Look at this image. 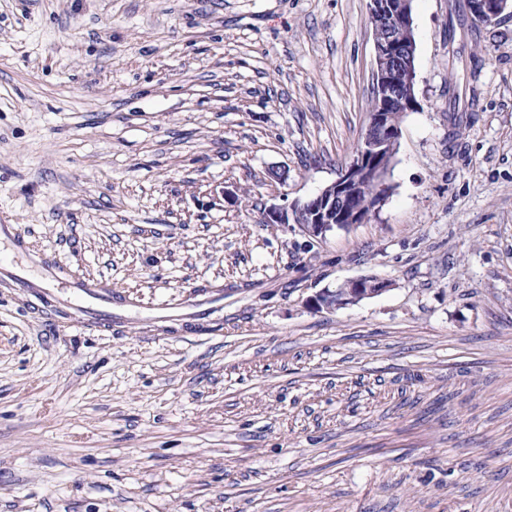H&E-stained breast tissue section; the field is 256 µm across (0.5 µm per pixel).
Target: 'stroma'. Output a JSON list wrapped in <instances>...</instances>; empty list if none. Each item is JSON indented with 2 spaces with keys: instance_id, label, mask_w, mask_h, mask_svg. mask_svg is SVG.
<instances>
[{
  "instance_id": "obj_1",
  "label": "stroma",
  "mask_w": 512,
  "mask_h": 512,
  "mask_svg": "<svg viewBox=\"0 0 512 512\" xmlns=\"http://www.w3.org/2000/svg\"><path fill=\"white\" fill-rule=\"evenodd\" d=\"M449 2L386 205L320 241L261 217L352 157L367 0H0V224L114 296L0 285V512H512V13ZM471 8L468 12L474 20L485 25L495 24L507 9H512L509 0H470ZM392 283L387 280L374 278H360L348 281L338 288H322L307 299L310 308L316 311L336 310V307H344L359 303L363 299L379 295L387 291ZM344 287V288H343ZM347 288V293L339 298L336 289ZM66 288L70 294L66 306L71 310L74 323L84 324L92 319L112 320V296L83 280H73Z\"/></svg>"
}]
</instances>
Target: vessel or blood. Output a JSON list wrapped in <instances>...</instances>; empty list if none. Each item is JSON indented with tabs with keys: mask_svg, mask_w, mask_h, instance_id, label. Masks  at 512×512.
Wrapping results in <instances>:
<instances>
[{
	"mask_svg": "<svg viewBox=\"0 0 512 512\" xmlns=\"http://www.w3.org/2000/svg\"><path fill=\"white\" fill-rule=\"evenodd\" d=\"M9 240L17 251L26 253L29 266L25 269L14 267L12 262L0 258V283L18 289L34 297L37 301L47 302L55 291V283L60 279L62 270L47 261L43 255L30 252L24 238L16 235L10 224H0V240ZM67 289L70 299L67 303L74 323L82 324L93 319H108L112 316V298L83 280L69 282Z\"/></svg>",
	"mask_w": 512,
	"mask_h": 512,
	"instance_id": "b4317fda",
	"label": "vessel or blood"
}]
</instances>
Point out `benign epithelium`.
Masks as SVG:
<instances>
[{
	"instance_id": "7a95c632",
	"label": "benign epithelium",
	"mask_w": 512,
	"mask_h": 512,
	"mask_svg": "<svg viewBox=\"0 0 512 512\" xmlns=\"http://www.w3.org/2000/svg\"><path fill=\"white\" fill-rule=\"evenodd\" d=\"M411 2L367 0V23L374 32L373 89L381 103L395 105L394 112L369 113L358 149L338 178L304 201L270 204L263 212V223L285 228L296 224L306 235L324 239L336 229L346 230L379 215L391 192L388 179L401 137L402 118L416 107L412 92L416 71L408 69L403 78L400 69L403 57H412L415 52ZM509 8L512 0H471L468 15L491 25ZM365 182L376 187L375 194L361 205H350ZM391 286L387 280L355 279L345 284L347 293L343 297L328 287L310 296L307 303L316 311H332L379 295Z\"/></svg>"
}]
</instances>
